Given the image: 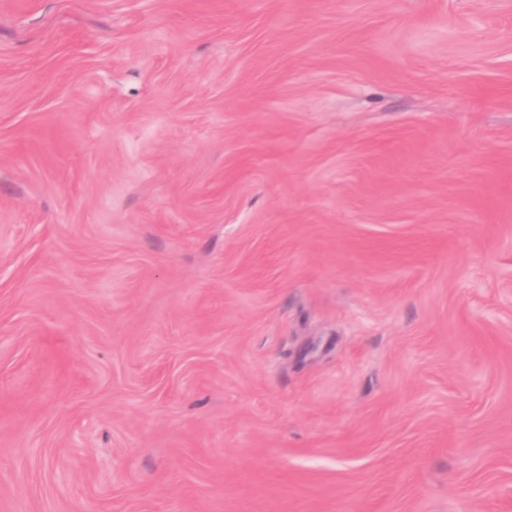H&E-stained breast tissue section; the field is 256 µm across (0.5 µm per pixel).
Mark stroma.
<instances>
[{"label":"stroma","instance_id":"35a3bbf8","mask_svg":"<svg viewBox=\"0 0 512 512\" xmlns=\"http://www.w3.org/2000/svg\"><path fill=\"white\" fill-rule=\"evenodd\" d=\"M0 512H512V0H0Z\"/></svg>","mask_w":512,"mask_h":512}]
</instances>
